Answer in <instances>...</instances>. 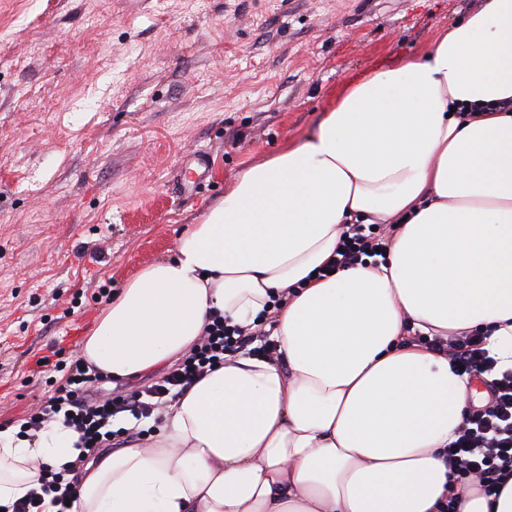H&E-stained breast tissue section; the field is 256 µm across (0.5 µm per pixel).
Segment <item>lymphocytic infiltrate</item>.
<instances>
[{"instance_id": "f902f5d3", "label": "lymphocytic infiltrate", "mask_w": 512, "mask_h": 512, "mask_svg": "<svg viewBox=\"0 0 512 512\" xmlns=\"http://www.w3.org/2000/svg\"><path fill=\"white\" fill-rule=\"evenodd\" d=\"M381 237L366 231L364 225L351 224L343 231L334 258L326 273L361 263L375 254ZM259 334L250 328L231 325L216 314L204 335L158 381L144 390L124 396L89 401L87 391L98 382L97 372L83 362H74L64 381L54 389L41 408L30 414L23 429L36 432L46 423L60 419L79 435L80 450L74 462L56 468H40L38 488L14 503L12 512H44L52 504L56 512H74L76 498L73 480L90 459L111 447L117 437L136 436V429H113L114 419L132 416L142 421L161 411L165 404L182 395L194 382L222 365L227 355L252 343H259L264 354H272L273 344L259 342ZM486 339L477 334H458L449 339H433V346L446 351L452 368L479 378L489 389L487 404L464 413L456 438L448 446V466L458 478L478 480L485 492H492L512 477V369L497 371V361L485 347Z\"/></svg>"}]
</instances>
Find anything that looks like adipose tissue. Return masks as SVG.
<instances>
[{"label":"adipose tissue","instance_id":"adipose-tissue-1","mask_svg":"<svg viewBox=\"0 0 512 512\" xmlns=\"http://www.w3.org/2000/svg\"><path fill=\"white\" fill-rule=\"evenodd\" d=\"M512 0H484L425 56L349 83L318 127L234 179L99 318L81 356L149 374L214 313L247 326L281 291L274 359L239 352L178 397L156 436L101 458L77 512H512L454 482L468 384L421 336L483 333L512 368ZM392 224L384 256L323 277L344 225ZM52 422L0 430V506L77 456Z\"/></svg>","mask_w":512,"mask_h":512}]
</instances>
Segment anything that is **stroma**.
<instances>
[{"label":"stroma","instance_id":"35a3bbf8","mask_svg":"<svg viewBox=\"0 0 512 512\" xmlns=\"http://www.w3.org/2000/svg\"><path fill=\"white\" fill-rule=\"evenodd\" d=\"M483 0H0V428L235 177Z\"/></svg>","mask_w":512,"mask_h":512}]
</instances>
